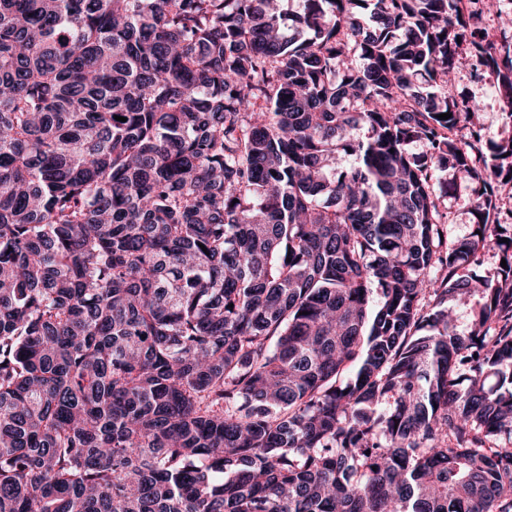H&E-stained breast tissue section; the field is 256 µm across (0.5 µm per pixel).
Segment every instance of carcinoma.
Segmentation results:
<instances>
[{
	"label": "carcinoma",
	"mask_w": 512,
	"mask_h": 512,
	"mask_svg": "<svg viewBox=\"0 0 512 512\" xmlns=\"http://www.w3.org/2000/svg\"><path fill=\"white\" fill-rule=\"evenodd\" d=\"M487 16L0 0V512H512ZM448 96L468 98L478 104V120L488 141L499 142L512 136L505 116L501 112V104L495 84L492 80L483 79L475 82L464 73L456 78L448 88ZM472 196V187L462 183L457 192L448 194L445 200L444 212L449 213L448 239L465 235L470 230V216L468 213L469 200Z\"/></svg>",
	"instance_id": "1"
}]
</instances>
